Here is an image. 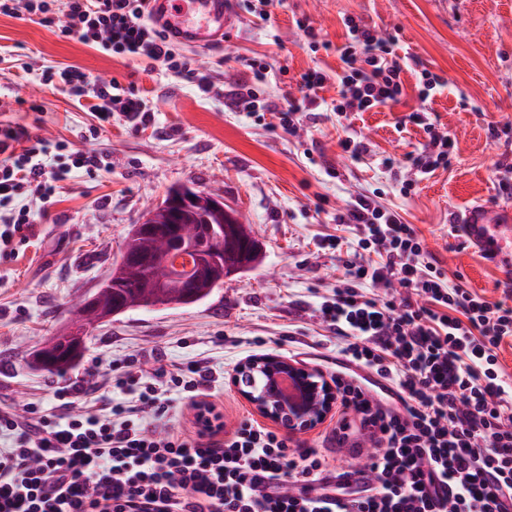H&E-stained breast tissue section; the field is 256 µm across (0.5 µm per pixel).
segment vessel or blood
Returning <instances> with one entry per match:
<instances>
[{
	"label": "vessel or blood",
	"mask_w": 512,
	"mask_h": 512,
	"mask_svg": "<svg viewBox=\"0 0 512 512\" xmlns=\"http://www.w3.org/2000/svg\"><path fill=\"white\" fill-rule=\"evenodd\" d=\"M152 22L170 40L189 48L222 45L231 26L233 0H148ZM458 224L479 249L492 253L499 264L512 262V210L483 204L459 212Z\"/></svg>",
	"instance_id": "obj_1"
}]
</instances>
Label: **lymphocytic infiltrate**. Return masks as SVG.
<instances>
[{
    "label": "lymphocytic infiltrate",
    "mask_w": 512,
    "mask_h": 512,
    "mask_svg": "<svg viewBox=\"0 0 512 512\" xmlns=\"http://www.w3.org/2000/svg\"><path fill=\"white\" fill-rule=\"evenodd\" d=\"M147 0H0V14L37 17L61 34L128 59L145 58L212 83L167 35L146 20ZM336 74L310 69L298 81L300 98L260 103L272 73L254 60L250 82L230 92L242 112L263 105L281 127L295 130L319 93L336 81L327 111L343 116L398 102L404 69L394 49L366 24L347 18ZM43 84H63L73 101L92 96L98 123L121 114L134 126L154 115L144 99L115 81L90 84L78 68H41ZM409 119L428 136L411 156L415 180L447 167L452 140L427 108ZM64 161L51 165L50 160ZM92 150L0 126V257L15 254L32 220L15 207L22 195L55 198L75 170L93 173ZM336 221L353 225L360 249L374 264L348 261L350 283L323 297L320 318L343 343L348 371L332 382L345 438L351 421L367 441L366 461L353 478L338 474L319 449L293 442L250 418L224 437L211 423L189 436L168 419L169 393L207 395L213 380L203 363L127 370L112 377L114 396L98 387L60 388L58 403L24 412L0 404V512H512V383L499 351L512 340V278L499 300L451 281L430 256L414 225L374 197L362 195Z\"/></svg>",
    "instance_id": "f902f5d3"
}]
</instances>
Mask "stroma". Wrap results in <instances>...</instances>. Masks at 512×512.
Instances as JSON below:
<instances>
[{
    "label": "stroma",
    "mask_w": 512,
    "mask_h": 512,
    "mask_svg": "<svg viewBox=\"0 0 512 512\" xmlns=\"http://www.w3.org/2000/svg\"><path fill=\"white\" fill-rule=\"evenodd\" d=\"M349 16L393 41L406 66V95L399 103L348 120L319 112L293 133L272 113L227 107L224 93L250 78V59L272 66L265 93L281 100L298 96L296 80L306 69L336 70L335 48L347 40ZM304 18L320 50H312L297 27ZM179 52L209 74L212 92L202 93L149 60L113 57L78 35L0 14V121L98 150L107 161L95 173L63 182L53 205L29 195L19 199L35 222L17 257L0 261L1 402L20 411L36 402L47 410L69 382L109 386L112 364L148 369L204 360L215 377L212 401L230 428L253 414L229 381L244 359L298 356L331 376L338 347L321 324L319 306L347 283L346 260L357 249L354 228L334 217L362 194L380 193L382 205L416 225L447 274H461L468 287L500 299L499 285L512 272L467 246L451 225L454 211L477 200L512 206L495 178L497 163H512V0H282L267 20L238 11L221 47L183 46ZM26 62L76 66L97 83L135 84L154 121L134 127L117 115L92 134L93 98L74 104L61 88L26 74ZM425 68L448 81L429 107L454 148L448 168L404 195L401 163L428 139L422 127L403 121L419 105L416 84ZM491 123L506 136L491 140ZM350 135L366 148L360 160L340 146ZM385 155L397 159L396 168L380 165ZM177 184L215 191L240 212L261 247L260 264L190 306L115 316L86 336L74 367L42 369L34 360L37 349L67 332L73 301L101 286L132 225ZM328 235L341 239V250L322 247Z\"/></svg>",
    "instance_id": "stroma-1"
}]
</instances>
